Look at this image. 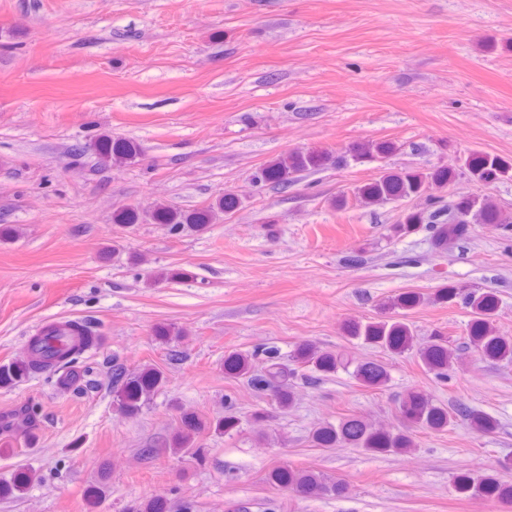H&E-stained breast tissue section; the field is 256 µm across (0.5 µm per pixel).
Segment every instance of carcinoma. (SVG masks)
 I'll use <instances>...</instances> for the list:
<instances>
[{
  "mask_svg": "<svg viewBox=\"0 0 512 512\" xmlns=\"http://www.w3.org/2000/svg\"><path fill=\"white\" fill-rule=\"evenodd\" d=\"M93 149L103 166L121 164L137 154L134 145L102 138ZM323 157L313 152L294 151L282 156L262 170V178L274 185L285 186L296 175L322 165ZM461 173L482 185L492 184L502 178L512 177V161L500 157L472 154L465 158ZM455 172L436 169L432 172L404 171L389 173L355 189V196L371 204L378 201L426 197L427 208L410 211L402 222L393 225L396 233H407L423 224L431 234L434 248L440 252L465 236L472 224H495L504 232H512V216L502 211L489 197L448 201L440 204V197L430 194L435 186L450 183ZM462 301L471 309L473 318L469 329V344L480 358L512 365V338L498 334L493 326L498 299L490 290L444 287L433 294V301L452 304ZM425 301L422 294L405 292L393 301L392 307L401 310L396 317L367 323L354 322L348 327L349 339L372 349L401 355L415 352L424 369L440 377L448 375L457 357L448 346V340L436 334L423 345L416 346V336L405 312ZM71 334L59 347L51 341L61 337L56 331H47L34 339L27 358L0 368V386H10L37 371L63 368L56 384L62 392L74 385L73 364L82 355L97 348L100 334L90 322L73 321L67 324ZM113 402L118 413L134 416L150 401L162 381V373L155 367L129 370L117 357L110 366ZM340 370L347 371L362 386L380 388L388 381V371L377 360L354 361L324 350L312 343L300 344L287 359L275 345L264 344L250 353L232 352L224 358L227 378L242 380L256 393L272 402L273 409L282 413L296 400V381L319 379ZM401 426L384 428L362 416H348L335 426L322 424L312 432V441L321 448L347 445L376 454H404L416 447L414 433L419 430L442 431L450 426L455 413L426 394L409 390L399 400ZM465 418L475 431L489 434L496 428V421L478 409L465 410ZM39 414L29 407L0 415V431L18 430L32 432L38 425ZM182 429L178 430L169 445L171 452L180 455L194 446L195 435L208 428L220 435H230L242 423L233 402L224 400V416L203 422L194 414L181 417ZM272 481L285 490L303 495H341L347 485L338 478L324 477L313 471L281 466L272 473ZM461 494L482 495L502 500L512 499V483L496 475L463 473L455 481Z\"/></svg>",
  "mask_w": 512,
  "mask_h": 512,
  "instance_id": "carcinoma-1",
  "label": "carcinoma"
}]
</instances>
